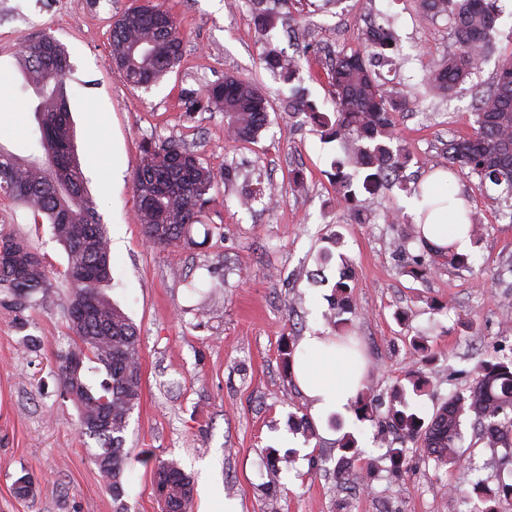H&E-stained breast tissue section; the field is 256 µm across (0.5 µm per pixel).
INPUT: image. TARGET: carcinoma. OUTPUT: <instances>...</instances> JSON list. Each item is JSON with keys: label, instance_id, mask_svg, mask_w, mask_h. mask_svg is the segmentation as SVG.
Returning a JSON list of instances; mask_svg holds the SVG:
<instances>
[{"label": "carcinoma", "instance_id": "1", "mask_svg": "<svg viewBox=\"0 0 512 512\" xmlns=\"http://www.w3.org/2000/svg\"><path fill=\"white\" fill-rule=\"evenodd\" d=\"M499 0H420L421 13L433 18L447 15L457 50L429 76L431 86L447 94L477 71L492 43V31L499 15ZM258 31L274 28L281 15L274 9L254 12ZM358 50L336 56L329 74L335 95V112L328 114L302 96L288 97V108L305 115L320 132L351 141L343 159L334 161L333 185L337 198L356 202L353 176L344 172L355 167L362 175L361 188L374 197L389 182L402 183L401 174L411 161L408 149L395 133V114L408 104L405 91L385 84L382 68L393 64L387 51L395 46L390 29L380 25L366 31ZM182 32L175 14L160 4L145 0L124 11L112 24L110 56L123 80L134 88H149L163 78L181 55ZM24 86L38 96L36 105L39 140L25 155L0 151V196L21 202L34 214L48 218L55 239L67 254L66 279L71 286L63 307L70 347L58 356L56 376L60 396L74 403L81 433L96 440L98 448L87 449L99 469L112 499L124 495L122 475L127 460L122 448L130 415L140 403L141 367L139 330L109 298L104 288L111 282V240L100 222L96 205L88 195L76 136L70 120L65 80L71 70L66 48L50 36L27 38L17 54ZM266 68L289 81L295 74L294 60L269 49ZM187 112L224 113V138L233 142L258 139L268 123V101L250 82L226 77L203 94L188 92L181 97ZM43 153L56 157L57 167L38 162ZM448 165L457 166L488 185L501 190L506 208L500 217L512 223V56L505 58L496 80L487 90L476 93L474 126L448 141ZM231 170L204 164L191 150L174 142H147L141 147L134 174L137 221L146 239L161 247H185L195 243L193 226L201 222L210 203V191ZM388 221L398 227L392 241L394 252H406L407 245L422 238L423 228L401 223L400 211L388 212ZM467 266L469 255L443 254L431 250L429 260H417L426 274L437 265ZM51 288L45 262L23 239L0 231V306L25 309L37 304L36 296ZM332 312L326 316L336 334L344 336L354 313L350 284L340 277L335 284ZM78 359L81 364L71 365ZM99 364L105 377L99 385L89 383L84 362ZM351 410L357 420L374 418L375 398L361 389ZM472 413L488 445L512 448V358L483 360L474 368L469 393H456L428 420L409 406L402 386L392 389L385 424L398 436L388 444L385 456L394 471L406 461V443L418 444L436 464L448 470H479L470 457L458 449L462 440V419ZM346 455L336 463V480L353 488L369 489L371 468L356 470L350 452H357L358 440L350 432L338 440ZM157 489L168 488L165 512H193L192 477L173 460L154 464ZM451 497L461 503L478 500L472 512H499V503L512 500V480L497 474L478 477L472 491L449 487Z\"/></svg>", "mask_w": 512, "mask_h": 512}]
</instances>
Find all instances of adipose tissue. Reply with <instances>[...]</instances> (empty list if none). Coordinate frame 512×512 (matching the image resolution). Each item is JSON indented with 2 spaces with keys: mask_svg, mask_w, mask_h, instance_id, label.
<instances>
[{
  "mask_svg": "<svg viewBox=\"0 0 512 512\" xmlns=\"http://www.w3.org/2000/svg\"><path fill=\"white\" fill-rule=\"evenodd\" d=\"M438 203L425 222L424 236L435 248L457 245L465 249L470 239L448 195L437 190ZM365 373V361L355 349L324 336L322 329L308 332L295 348L292 374L311 402L313 417L347 405L356 396Z\"/></svg>",
  "mask_w": 512,
  "mask_h": 512,
  "instance_id": "adipose-tissue-1",
  "label": "adipose tissue"
}]
</instances>
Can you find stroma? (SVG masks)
Wrapping results in <instances>:
<instances>
[{
  "label": "stroma",
  "mask_w": 512,
  "mask_h": 512,
  "mask_svg": "<svg viewBox=\"0 0 512 512\" xmlns=\"http://www.w3.org/2000/svg\"><path fill=\"white\" fill-rule=\"evenodd\" d=\"M177 16L182 56L150 88L127 85L110 61L113 20L134 0H0V144L26 153L38 134L36 100L24 89L16 60L19 40L54 36L67 49L72 70L68 100L86 189L102 223L116 234L107 295L140 333L142 393L124 432L130 456L124 496L114 503L76 429L77 411L59 395L56 356L68 346L62 308L70 290L67 257L47 221L25 206L0 199V230L24 238L51 268L52 288L35 307L0 306V512H161L152 460H177L195 478L194 512H460L449 483H469L464 471L436 466L420 447L392 476L377 422L344 418L354 429L358 465L375 462L370 491L337 483L340 431L316 422L309 439L291 424L309 414L306 396L286 375L282 341L299 342L325 327V312L342 268L353 272L355 313L351 336L368 366L365 385L381 402L422 369V394H408L422 417L454 392H465L483 358H512V224L501 220L494 190L456 171L450 193L462 196L483 221V238L470 247L465 268L441 266L426 278L410 266L421 255L391 248L397 234L386 208L416 220L410 187L447 170L445 148L469 132L476 90L491 85L500 59L512 55V0H500L493 50L478 73L448 97L423 81L426 71L456 49L447 16L424 19L417 0H303L289 26L259 34L251 0H159ZM391 28L396 38L389 78L410 103L397 114L396 133L411 153L407 190L385 187L367 201V223H354L336 205L332 162L341 142L324 138L305 116L285 111L292 89L322 111L334 109L327 73L337 54L359 47L364 18ZM296 58L293 83L275 78L263 60L267 47ZM235 75L255 80L269 99L268 127L258 142L224 138L220 112H186L184 91L202 92ZM176 141L205 163L235 169L237 177L210 192L195 246L156 247L138 224L133 175L147 141ZM263 184L277 204L240 205L243 192ZM342 246H334V238ZM330 250L327 264L317 262ZM431 361L419 364L416 342ZM293 453L291 469L276 470L268 449ZM30 475L33 497L15 496V480Z\"/></svg>",
  "instance_id": "stroma-1"
}]
</instances>
